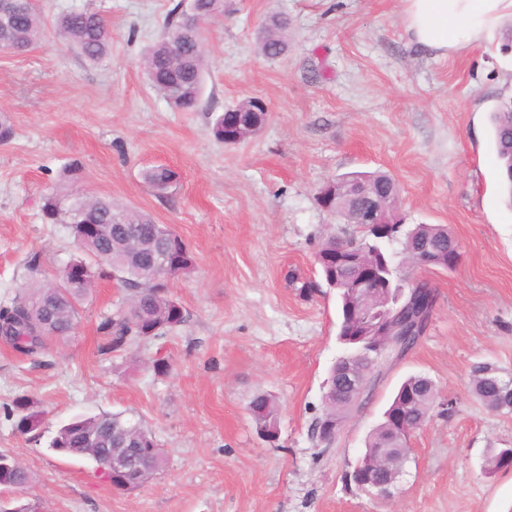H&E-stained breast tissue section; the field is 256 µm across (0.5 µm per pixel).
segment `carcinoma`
I'll return each instance as SVG.
<instances>
[{"label":"carcinoma","instance_id":"obj_1","mask_svg":"<svg viewBox=\"0 0 512 512\" xmlns=\"http://www.w3.org/2000/svg\"><path fill=\"white\" fill-rule=\"evenodd\" d=\"M183 0H173L163 30L145 51V70L148 81L162 95L171 108L179 112L199 109L203 92L205 69L204 51L195 48L201 40L199 32L185 17ZM200 18L208 21L224 13V0H193ZM288 17L270 16L263 24V35L258 48L267 58L283 55L288 49ZM45 23L37 0H24L23 6L5 19L0 29V50L26 52L41 41ZM59 37L73 46L87 61L99 62L111 51L112 33L108 20L97 10L83 7L59 15L55 20ZM494 147L501 167L505 202L512 206V111L505 102H499L490 112ZM144 180L159 195L177 180L170 167L158 165L145 171ZM354 180L369 183L383 198L393 203L399 196L394 178L384 173H350L330 181L343 187ZM341 196H330V211L346 224L355 223V212L340 206ZM42 219L50 224H66L72 237L81 238L80 256L72 259L55 280L18 289L10 301L0 305V339L24 355L44 352L49 339L66 338L72 333L83 300L92 281L106 275L122 284L127 292L126 305L102 318L98 331L102 343L98 352L110 355L133 345L150 343L164 337L185 322V312L169 289V281L192 272L195 266L190 250L175 255L173 264L154 269L148 262L157 242L168 226L158 224L145 211L121 206L103 197H78L70 202L54 195L43 198ZM99 224L105 231L95 235L83 234L82 225ZM402 241L404 261L420 267L419 252L435 253L434 266L454 269L461 257L460 247L447 227L442 224H417L408 231L398 230L392 241ZM346 244L365 260H376L381 245L370 231ZM103 258L108 269L99 266ZM390 287L369 299L374 310L403 307L416 310V299L424 292L411 290L405 278L392 269L386 273ZM286 284L299 296L309 299L317 291L311 279L290 270ZM362 324L340 318L339 340L346 356L350 357L352 371L364 377L376 368L404 356L411 347L399 348L392 344L382 346L376 336H353L351 332ZM472 395L488 409L502 414L512 413V387L501 370L489 362H480L472 370ZM447 406L453 411V401L441 399L435 382L423 374L408 376L398 387L385 410L386 417L364 440L365 452L355 470L347 473L349 482H356V470L367 469L376 481L395 484L411 449L410 432L423 427L436 408ZM248 410L257 433L275 438L278 404L269 393H257L248 403ZM356 410L352 391L336 367H331L324 393V410L312 427L317 443L331 445L322 435L327 422H343ZM8 416L14 418V427L22 435L40 438L41 411L35 402L23 395L14 399ZM48 448L61 455L86 458L98 462L114 454L127 453L138 457V467L132 473L116 472L110 477L112 486L120 491L133 492L155 478L165 466V457L154 434L140 421L124 418L120 413H102L90 417H75L64 424L51 438ZM509 448H488L484 469L492 474L509 467ZM33 477L26 467L0 468V486L24 488Z\"/></svg>","mask_w":512,"mask_h":512}]
</instances>
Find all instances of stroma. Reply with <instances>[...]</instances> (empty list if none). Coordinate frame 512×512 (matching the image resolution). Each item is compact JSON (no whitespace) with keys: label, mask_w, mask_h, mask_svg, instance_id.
Wrapping results in <instances>:
<instances>
[{"label":"stroma","mask_w":512,"mask_h":512,"mask_svg":"<svg viewBox=\"0 0 512 512\" xmlns=\"http://www.w3.org/2000/svg\"><path fill=\"white\" fill-rule=\"evenodd\" d=\"M172 0H39L46 21L90 6L109 20L112 50L92 64L54 34L25 54L0 51V112L14 138L0 143V301L54 279L77 250L66 225L40 218L45 194H92L150 213L194 255L170 291L186 320L162 339L98 353L100 320L125 298L97 280L73 333L26 357L0 342V451L32 473L10 501L40 512H512V469L486 473L489 448H512V416L470 393L472 366L512 372V209L500 200L489 113L512 96V52L501 30L480 48L442 56L415 44L401 0H224L206 24L202 108L177 112L148 82L142 61ZM273 13L288 16V50L257 48ZM262 98L269 116L252 139L215 140L214 118ZM79 160L78 179L64 166ZM178 174L164 195L143 172ZM350 172H384L400 186L406 226L443 224L460 245L454 270L403 266L428 280L437 303L425 336L385 367L332 448L311 427L341 348L336 292L304 299L294 269L317 278L328 235L359 233L316 201L321 184ZM40 265L31 268L32 255ZM171 369L156 374L154 358ZM424 374L452 399L409 438L411 459L381 497L345 480L396 389ZM259 392L279 405L276 440L248 412ZM25 395L43 413L39 440L7 416ZM124 413L155 435L164 471L123 493L92 462L48 447L76 416Z\"/></svg>","instance_id":"1"}]
</instances>
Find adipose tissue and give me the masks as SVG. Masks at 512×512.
Segmentation results:
<instances>
[{
	"label": "adipose tissue",
	"mask_w": 512,
	"mask_h": 512,
	"mask_svg": "<svg viewBox=\"0 0 512 512\" xmlns=\"http://www.w3.org/2000/svg\"><path fill=\"white\" fill-rule=\"evenodd\" d=\"M405 28L441 55L481 45L486 33L512 18V0H401Z\"/></svg>",
	"instance_id": "adipose-tissue-1"
}]
</instances>
